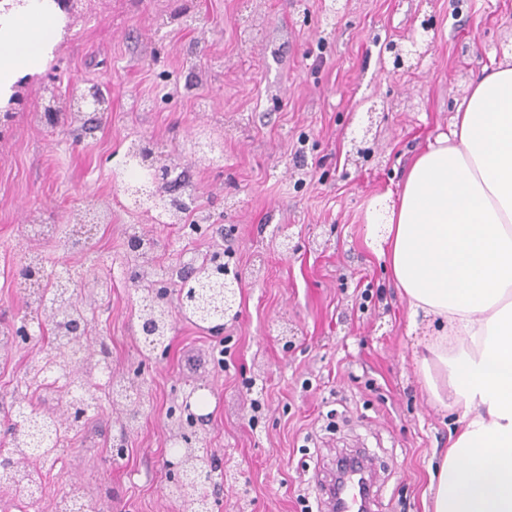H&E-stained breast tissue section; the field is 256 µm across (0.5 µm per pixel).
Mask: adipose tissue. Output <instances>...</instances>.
I'll return each instance as SVG.
<instances>
[{"label": "adipose tissue", "mask_w": 512, "mask_h": 512, "mask_svg": "<svg viewBox=\"0 0 512 512\" xmlns=\"http://www.w3.org/2000/svg\"><path fill=\"white\" fill-rule=\"evenodd\" d=\"M58 37L42 0L0 36V100ZM412 316L435 325L419 375L462 429L431 477L434 512H512V63L484 70L449 135L374 216Z\"/></svg>", "instance_id": "ef3b65f1"}]
</instances>
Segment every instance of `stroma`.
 I'll use <instances>...</instances> for the list:
<instances>
[{
  "label": "stroma",
  "instance_id": "35a3bbf8",
  "mask_svg": "<svg viewBox=\"0 0 512 512\" xmlns=\"http://www.w3.org/2000/svg\"><path fill=\"white\" fill-rule=\"evenodd\" d=\"M202 21L184 30L179 9ZM430 31H422V22ZM427 34L424 55L393 68L384 47ZM512 62V0H92L78 4L41 79L18 76L24 102L0 133V322L23 314L17 275L29 250L62 276L110 278L93 335L105 336L112 372L138 375L137 430L112 457L117 411L89 414L86 431L42 480V512L71 482L112 489V512H182L168 412L191 398L206 415L201 446L223 474L211 512L319 508L318 482L339 454L366 450L371 512H430L429 470L450 444L457 415L429 399L416 355L432 328L411 320L400 288L367 237L371 205L397 197L413 160L448 132L483 68ZM103 85L112 100L94 135L41 118L49 98L92 114L80 94ZM224 129L222 155L195 131ZM175 159L214 224L195 238L143 217L157 235L167 283L189 255L232 250L236 304L221 329L176 321L146 352L137 295L118 259L129 221L112 173L133 136ZM112 206L92 248L38 239L29 220L65 223L70 209ZM48 338L0 360V414L32 404L16 385Z\"/></svg>",
  "mask_w": 512,
  "mask_h": 512
}]
</instances>
